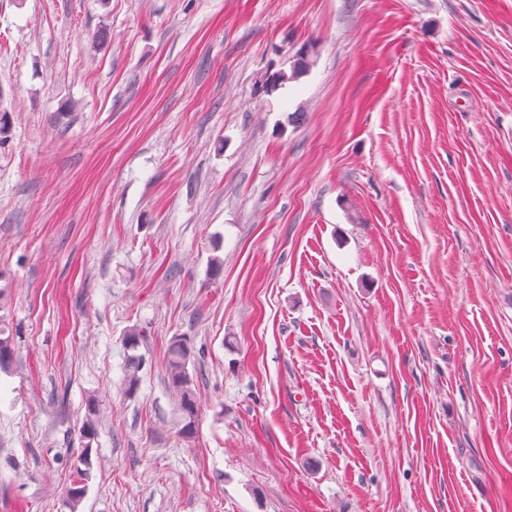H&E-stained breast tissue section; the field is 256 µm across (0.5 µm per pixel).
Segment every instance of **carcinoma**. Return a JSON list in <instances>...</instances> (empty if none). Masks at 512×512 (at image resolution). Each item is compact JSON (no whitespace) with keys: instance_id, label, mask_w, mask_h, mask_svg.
Instances as JSON below:
<instances>
[{"instance_id":"carcinoma-1","label":"carcinoma","mask_w":512,"mask_h":512,"mask_svg":"<svg viewBox=\"0 0 512 512\" xmlns=\"http://www.w3.org/2000/svg\"><path fill=\"white\" fill-rule=\"evenodd\" d=\"M304 50L306 53L298 55L291 61L289 70L279 69L266 75L263 90L267 95L271 96L285 88L287 84L299 81L309 72L314 63V51L307 46ZM145 340V332L138 327L128 329L123 339L127 351L125 388L130 396L136 394L139 388L140 371L145 364V358L138 353V350ZM13 351L14 336L10 333L8 326L1 322L0 370L10 366ZM195 355L196 350L190 339L185 336H176L168 347L166 357L168 386L179 398L181 415L179 433L184 437L195 434L200 413L193 377L188 370V365Z\"/></svg>"}]
</instances>
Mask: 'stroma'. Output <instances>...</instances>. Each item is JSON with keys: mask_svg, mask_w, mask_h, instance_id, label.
I'll use <instances>...</instances> for the list:
<instances>
[{"mask_svg": "<svg viewBox=\"0 0 512 512\" xmlns=\"http://www.w3.org/2000/svg\"><path fill=\"white\" fill-rule=\"evenodd\" d=\"M1 111L0 512H512V0H0ZM301 50H306V53L293 58L288 72L285 69H279L266 75L263 90L268 96H272L280 89H284L289 83L299 81L309 72L314 63L313 48L311 46H304ZM145 340V332L138 327L128 329L123 339L127 351L125 388L129 396L136 394L139 388V373L145 364V358L137 352ZM196 353L189 338L176 336L168 347L166 357L168 386L179 398L178 406L182 424L179 433L183 437L195 434L199 420L200 407L197 393L193 377L188 370V365Z\"/></svg>", "mask_w": 512, "mask_h": 512, "instance_id": "35a3bbf8", "label": "stroma"}]
</instances>
